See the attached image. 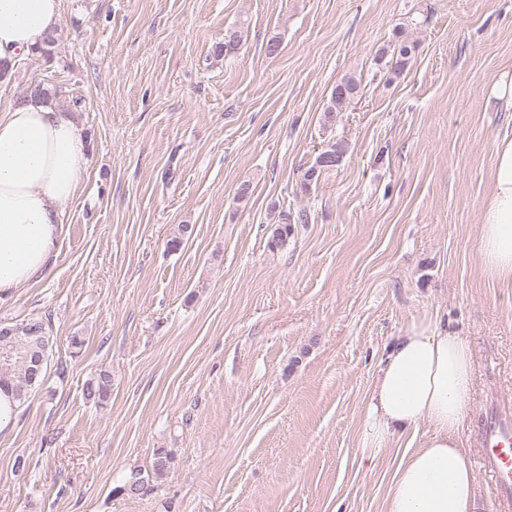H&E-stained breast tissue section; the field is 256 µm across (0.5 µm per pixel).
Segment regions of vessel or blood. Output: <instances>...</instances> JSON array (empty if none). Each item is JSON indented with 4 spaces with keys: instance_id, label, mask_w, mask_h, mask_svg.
Returning <instances> with one entry per match:
<instances>
[{
    "instance_id": "obj_1",
    "label": "vessel or blood",
    "mask_w": 512,
    "mask_h": 512,
    "mask_svg": "<svg viewBox=\"0 0 512 512\" xmlns=\"http://www.w3.org/2000/svg\"><path fill=\"white\" fill-rule=\"evenodd\" d=\"M482 462L495 481L498 498H512V417L501 416L481 434Z\"/></svg>"
}]
</instances>
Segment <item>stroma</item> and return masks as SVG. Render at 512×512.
Returning <instances> with one entry per match:
<instances>
[{"mask_svg":"<svg viewBox=\"0 0 512 512\" xmlns=\"http://www.w3.org/2000/svg\"><path fill=\"white\" fill-rule=\"evenodd\" d=\"M401 39L416 51L396 76ZM506 76L512 0H65L52 59L0 81V108L34 81L61 86V106L82 98L90 146L46 274L0 299L1 323L53 336L44 382L0 433V512H385L429 427L373 460L361 427L393 338L421 320L473 347L462 438L475 512H499L476 435L512 414V288L477 241L512 133L493 93ZM348 77L359 93L326 124ZM104 369L112 392L89 402ZM136 474L151 492L118 494Z\"/></svg>","mask_w":512,"mask_h":512,"instance_id":"obj_1","label":"stroma"}]
</instances>
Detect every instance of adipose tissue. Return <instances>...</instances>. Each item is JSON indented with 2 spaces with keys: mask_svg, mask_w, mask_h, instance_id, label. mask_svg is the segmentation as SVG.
I'll use <instances>...</instances> for the list:
<instances>
[{
  "mask_svg": "<svg viewBox=\"0 0 512 512\" xmlns=\"http://www.w3.org/2000/svg\"><path fill=\"white\" fill-rule=\"evenodd\" d=\"M62 2L0 0V76L53 33ZM87 169L73 110L34 100L0 110V296L44 272ZM478 254L485 274L512 288V137L495 142ZM474 391L473 352L462 337L427 321L396 336L369 396L362 453L376 458L396 433L421 422L431 434L396 471L386 512H471L476 477L461 433Z\"/></svg>",
  "mask_w": 512,
  "mask_h": 512,
  "instance_id": "ef3b65f1",
  "label": "adipose tissue"
}]
</instances>
